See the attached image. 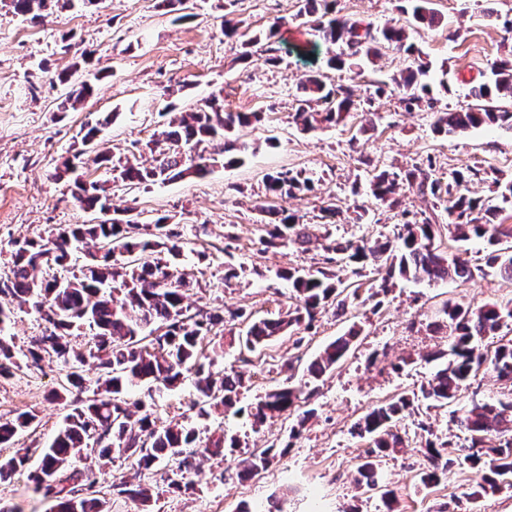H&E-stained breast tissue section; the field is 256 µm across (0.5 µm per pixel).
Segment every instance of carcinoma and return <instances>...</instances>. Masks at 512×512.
Masks as SVG:
<instances>
[{"mask_svg":"<svg viewBox=\"0 0 512 512\" xmlns=\"http://www.w3.org/2000/svg\"><path fill=\"white\" fill-rule=\"evenodd\" d=\"M51 0H9L18 13L32 20L43 18ZM299 16L306 18L315 40L296 47L302 57L317 54L319 43L345 50L328 52L319 65L309 71L300 85L303 99L295 112V123L304 130L341 122L352 110L353 90L348 86L327 84L326 71L361 68L375 63L382 50L400 51L409 61L401 72L398 86L401 101L411 111L420 107L430 92L429 64L420 51L408 41L406 25L392 20L374 27L362 20L336 16V0H301ZM411 22L437 28L441 15L431 7V0H405L399 6ZM270 30L262 52L266 61L281 60V48ZM256 38L251 45L263 40ZM95 91L91 83L76 85L66 103L77 108ZM475 104L437 116L434 131L442 135L461 134L484 125L512 129V110L499 109L493 101L512 98V60H501L491 68V78L471 89ZM261 119L258 113L224 111V98L213 95L206 104L187 112L169 123V129L158 134L156 144L163 145L154 164L144 166L127 160L112 163L108 142L102 136L109 119L85 126L79 132L81 148L55 168L54 178L70 180L77 169V160L94 154L99 165L111 166V182L75 181V197L87 210L100 213L112 209V193L117 189L132 192L157 182L164 183L186 176L203 177L217 162V156L235 152L227 164L244 163L245 145L232 139L235 130ZM491 182L493 198L470 194L468 185L474 180ZM408 183L422 195L432 198L433 207L448 213V223H438L435 213H411L402 207L398 196L400 185ZM311 189V182L291 171L266 176L267 202L260 206L264 215L258 227L260 252L288 250L302 246L323 230V266L311 270L281 269L277 276L288 280L294 289L292 309L276 318H259L243 311L234 318L244 325L238 334L240 348L254 352L274 337L284 333L304 340L317 312L336 307L345 314L373 302L379 311L384 297L400 282H435L448 278L461 283L473 277L467 249L458 246L448 252L444 239L466 242L473 238L487 242L484 268L502 279L512 281V224L497 222L503 207L512 201V179H506L493 168L469 167L451 173L448 180L433 177L432 164H413L401 171L381 170L372 175L373 196L401 217L394 225L393 236L383 233L359 239L338 240L324 231L325 221L336 217L333 202L322 208V224H301L295 216L274 205L276 199L297 191ZM135 208L128 207L121 217L107 223L68 224L43 238L14 241L9 273L0 278V377L20 367L12 346L2 337L11 322L14 305H30L44 316L49 333L35 342L25 358L36 364L41 353H54L64 359L70 371L62 390L54 392L59 400H72L73 408L51 444L40 449L41 466L31 479L43 495L55 502L57 512H105L106 501L97 496L95 479L85 472L69 469L71 459L88 447L99 448L103 457L117 452L134 459L140 470H149L157 462L175 456L177 470L168 477L176 489H191L188 479L191 458L204 447L211 454L222 456L228 448L238 446L235 438L218 437L203 443L200 430L188 422L157 425L154 404L136 403L139 417L127 407L123 395L139 384H155L168 390L177 388L185 374L194 373L201 399L194 403L197 415H209L212 406L224 410L247 412L257 426L275 415H281L300 399L296 388H277L247 410L236 408L242 378L235 370L213 372L206 361L202 343L217 327L224 326V316L217 312L195 311L184 304L185 273L178 265L184 245L180 234L170 228L168 217L159 216L153 223L139 224ZM167 255L163 260L161 255ZM373 266L374 277L366 273ZM440 319L434 330L449 329L446 347L435 352L431 361L435 368L419 391L401 392L389 401L371 408L353 426L361 438L369 441V450L356 467V482L373 488L382 458L403 447V438L395 431L396 424L410 417L424 402L429 407L452 410V423L464 436L460 445L452 438L434 434L431 426L419 421L418 428L428 435L424 448L431 466L421 472L424 485L439 481V474L448 472L455 463L467 464L480 474L478 487L484 493L512 486V338H500L491 347L480 348L475 341L512 323V298L491 301L477 307L445 303L438 311ZM85 329L88 339L84 349H70L73 331ZM361 328L349 330L328 343L307 367L309 376L321 379L345 360L360 335ZM97 362L102 376L97 379L93 396L82 399L87 391L84 375L86 360ZM495 374L500 385L495 399L479 396L470 390L471 380L480 372ZM37 420L32 411L0 421V445L8 446L22 431ZM459 447L464 452L454 455L448 449ZM274 446L253 452L241 461L242 473L255 475L269 463ZM30 449L20 448L15 455L0 462V480L11 478L28 464ZM51 473L54 484L43 485L41 475ZM117 493L141 504L150 502V489L124 480Z\"/></svg>","mask_w":512,"mask_h":512,"instance_id":"cac0c4a2","label":"carcinoma"}]
</instances>
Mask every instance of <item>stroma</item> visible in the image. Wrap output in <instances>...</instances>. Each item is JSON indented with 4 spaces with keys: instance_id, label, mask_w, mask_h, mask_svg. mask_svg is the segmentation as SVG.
<instances>
[{
    "instance_id": "stroma-1",
    "label": "stroma",
    "mask_w": 512,
    "mask_h": 512,
    "mask_svg": "<svg viewBox=\"0 0 512 512\" xmlns=\"http://www.w3.org/2000/svg\"><path fill=\"white\" fill-rule=\"evenodd\" d=\"M397 0H338L341 16L378 25L399 18ZM444 18L440 28H411L410 40L430 61L431 92L420 109L406 111L392 85L405 67L403 54L386 52L376 65L365 66L362 77L348 71L330 74L332 84L356 83V105L331 127L303 131L292 116L298 106L304 71L295 56L283 55L279 65L254 52L242 60L243 45L277 28L288 45L309 40L310 29L300 17L299 0H193L194 17L176 23L160 0H99L78 9L50 7L42 21L33 22L0 0V276L9 270L15 240L47 236L62 225L88 224L94 219L72 195L68 182L54 178L61 157L72 154L79 130L111 115L105 135L113 158L136 156L149 164V146L169 116L167 104L184 112L202 105L212 93L223 92L228 112H259L263 120L240 129L248 153L244 164L216 163L205 177L158 183L131 197L114 194L112 205L136 206L140 223L168 217L185 243L182 267L191 286L186 301L208 311L230 313L245 309L258 317H273L287 309L292 295L288 281L277 277L282 268L321 266L320 242L283 253H259L255 225L265 199L264 177L293 171L310 178L312 189L283 197L278 204L303 224L317 221L319 208L335 199L340 212L336 237L359 238L368 225L391 233L398 219L371 194L372 170L409 168L432 160L437 176L468 167H494L512 178V129L478 128L462 135L435 133V115L467 107L471 84L488 77L495 61L512 56V38L502 21L512 19V0H433ZM238 33L224 35L225 20ZM461 38H454V31ZM70 71L74 81L95 80L96 95L75 111H58L68 87L56 75ZM366 215L356 220L355 206ZM233 262L236 279L225 280L224 265ZM512 298V282L488 275L460 284L453 281L402 283L385 299L380 312L370 306L356 314L338 315L326 308L303 344L283 335L239 359V347L206 345L213 371L235 368L244 378L240 405L254 406L275 388L302 387L305 398L287 414L253 426L242 414L215 410L199 420L207 435L222 433L240 442L232 455L197 454L193 489L169 487L173 467L164 460L145 473L154 497L151 512H240L256 500L276 502L281 512H512V489L475 495V470L454 466L447 479L422 485L424 440L413 418L399 431L403 452L387 457L382 482L370 490L354 482L356 466L368 450L367 440L352 431L353 423L385 398L419 387L429 378V352L444 346L442 334L429 330L436 310L447 301L474 306ZM362 328L354 353L320 381H310L307 366L326 344L351 323ZM48 327L31 307L15 309L5 336L16 355H23ZM377 366H369L370 355ZM411 363L401 373L390 363ZM67 366L55 355L38 365L22 363L0 378V420L32 410L34 430L17 436V448L47 446L69 408L53 396ZM198 391L193 380L179 388L151 390L141 384L129 390L128 402L155 401L156 415L167 423L190 414ZM311 416L299 435H292L303 411ZM273 447L268 468L242 478L238 462L255 450ZM26 470L0 483V504L16 512H52V502L36 490ZM73 469L92 472L107 512H138V504L118 495L112 486L130 478L132 460L119 455L99 457L86 449L72 461ZM392 500H385V492Z\"/></svg>"
}]
</instances>
